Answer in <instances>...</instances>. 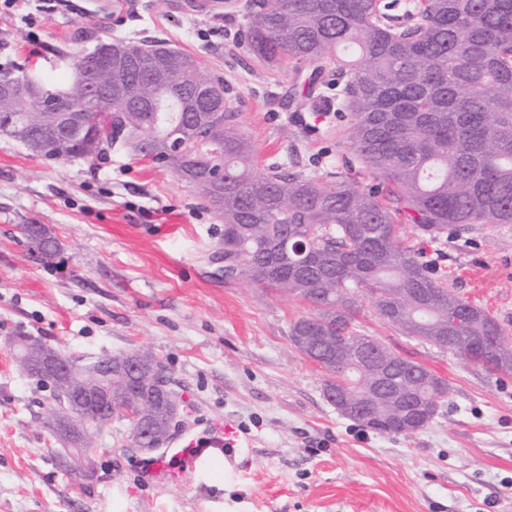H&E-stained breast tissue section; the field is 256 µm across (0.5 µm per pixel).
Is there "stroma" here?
I'll return each instance as SVG.
<instances>
[{
    "mask_svg": "<svg viewBox=\"0 0 512 512\" xmlns=\"http://www.w3.org/2000/svg\"><path fill=\"white\" fill-rule=\"evenodd\" d=\"M44 2L0 16V76L62 74L100 39L161 40L223 79L257 172L284 162L359 177L335 70L270 67L248 54L235 38L248 0L218 15L191 0H135L117 27ZM25 224L47 225L52 257L32 249ZM403 233L449 290L512 332V224ZM223 238L210 206L172 170L117 146L97 159L46 160L0 137V512H512V373L403 335L360 297L355 328L449 386L414 435L364 429L337 414L327 373L289 339L312 307L226 283ZM18 336L87 361L151 351L183 406L171 440L227 423L234 454L211 464L212 478L163 486L115 420L91 431L94 477L65 473L44 423L52 388L16 363Z\"/></svg>",
    "mask_w": 512,
    "mask_h": 512,
    "instance_id": "stroma-1",
    "label": "stroma"
}]
</instances>
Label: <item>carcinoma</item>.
<instances>
[{
  "label": "carcinoma",
  "mask_w": 512,
  "mask_h": 512,
  "mask_svg": "<svg viewBox=\"0 0 512 512\" xmlns=\"http://www.w3.org/2000/svg\"><path fill=\"white\" fill-rule=\"evenodd\" d=\"M385 0H249L240 41L271 66L288 60L332 63L347 80L346 146L368 183L340 172L322 177L272 166L253 171L254 147L224 100V81L189 55L159 40L102 41L76 57L73 71L93 69L109 48L139 58L123 76L131 99L101 89L109 115L101 122L103 148L74 158L100 156L118 144L182 180L224 167V197L202 192L224 224V280L284 293L315 313L289 327L294 347L323 358L339 350L359 354L372 341L385 357L380 377L358 362L344 379L333 366L325 396L348 393L375 416L367 428L405 435L394 396L415 393L429 402L417 430L438 414L448 384L423 365L406 360L373 336L351 326L360 294L374 301L383 321L408 336L448 349L488 368L473 338L486 337L494 372H512V341L481 305L451 293L433 278V266L404 239L399 215L427 235L461 224H512V0H416L403 22ZM168 62V84H152L151 62ZM19 81L61 91L70 80L22 70ZM28 127L16 142L32 155L50 157L45 113L33 100L15 107L0 99ZM25 236L50 257L55 244L31 227ZM460 314L458 338L448 340V311ZM147 373L112 379V406L103 417L122 419L147 399L155 404L158 435L165 433L168 402L154 381L167 375L154 354L130 351Z\"/></svg>",
  "instance_id": "1"
}]
</instances>
